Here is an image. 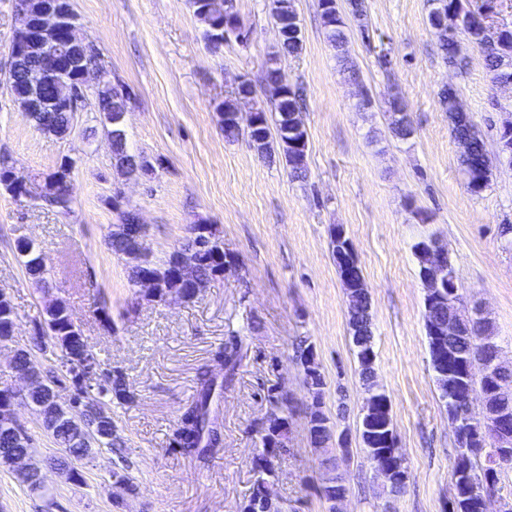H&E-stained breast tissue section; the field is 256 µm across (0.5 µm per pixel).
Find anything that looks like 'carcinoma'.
Segmentation results:
<instances>
[{
  "mask_svg": "<svg viewBox=\"0 0 512 512\" xmlns=\"http://www.w3.org/2000/svg\"><path fill=\"white\" fill-rule=\"evenodd\" d=\"M322 20L324 36L331 47L340 53H345V47L350 38V28L342 13L336 14L332 21L323 9V3H318ZM477 20L468 16L462 27L455 33L443 32L438 35V49L448 65L459 68L461 60L455 51L458 35L468 38L476 33ZM304 35L288 43L277 45L272 55V65L268 67L265 80V92L272 104L274 119L266 122L262 128L263 141L257 142L255 132L238 127L234 123L224 125V138L236 141L241 137L255 144L263 156L273 158L280 155L290 169V174L296 179L307 177V156L295 157L290 149L281 143V126L291 122L304 125L302 109L304 99L299 88L290 83H282L283 75L277 67V59L282 56H297L303 50ZM485 66L496 76L501 72L512 69V30L497 45L481 48ZM464 121H453L455 136H469L472 139V150L468 157V171L472 177L469 192L479 195L485 188L481 184L484 170L491 164L486 144L478 133L473 119L463 114ZM31 122L36 129H41L44 123H49L48 132L61 139L70 134V117L65 112H53L45 115L43 112L31 113ZM112 157L115 162L124 165L130 174L140 173L143 167L136 166L135 156L126 150V142L112 144ZM132 212L121 215V223L111 225L106 241L110 251L126 260L128 277L135 282L142 274L148 272L162 284L161 291L174 294L184 300L195 297L194 292L177 285L173 281L175 269L172 259L157 263L150 258L144 260L139 256V243L131 235ZM189 235L182 244L174 250L176 254H191L198 258L197 273L201 277H216V273L224 272V253L219 251L220 237L210 224H192ZM16 252L25 257L24 267L28 279L34 282H44L50 274L44 258L34 253L32 245L19 239L15 242ZM69 308L65 301L58 299L45 308L43 319L35 324L33 336L27 344L17 349V361L21 365H31L33 371L41 376V382L33 386L27 396L28 404L37 413L41 426L61 448L62 454L56 459L57 466L66 473L69 480L82 483V475L74 467L84 455L92 456L102 448H116L121 444L116 425L112 420V403L126 404L134 399L129 390L124 374L118 370L102 368L101 362H96V371L92 392L88 393L90 405L82 418H75L55 399V386L70 378L64 367L83 359L85 348L88 347L83 335L73 336L64 332ZM461 335L448 339V345L455 347L457 354L476 368L478 377L471 381L472 386L487 389L488 378L484 376V363L499 349L492 341L489 324L478 325L471 317L459 316ZM52 343L62 352L63 367L42 372L34 364L33 351H43L45 345ZM374 346L373 336H361L353 341L359 364V374L364 383H369L372 372L375 371V361L367 360L358 344ZM296 361L300 366L303 383L309 395L305 407L308 433L311 444L315 448L326 449L333 440V428L329 417L322 409V395L325 386L324 377L317 365L309 362L313 347L308 339L301 338L295 346ZM243 358V344L240 334L235 332L211 354L208 363L197 369V389L193 399L186 404L179 417L178 426L173 433L172 443L186 455L194 456L201 461L211 457L212 450L224 443L223 423L218 410L224 385L231 382ZM293 412L285 416L269 415L264 420L259 431L260 450L253 460L255 480L249 497L241 505L242 512H279L278 506L272 507L259 501L258 487L262 479L278 471L277 460L287 451V440L290 433ZM467 434H456V456L454 466L467 471L463 486L460 488V498L452 506V512H483L482 489L486 483L497 486L499 472L490 466L493 451L479 446L475 438L481 435V421L469 413H464ZM32 436L17 422L0 419V463L13 466V456L24 451H33ZM326 469L321 494L329 503V512H336V490L347 489L346 479L336 472L332 458L323 460Z\"/></svg>",
  "mask_w": 512,
  "mask_h": 512,
  "instance_id": "cac0c4a2",
  "label": "carcinoma"
}]
</instances>
